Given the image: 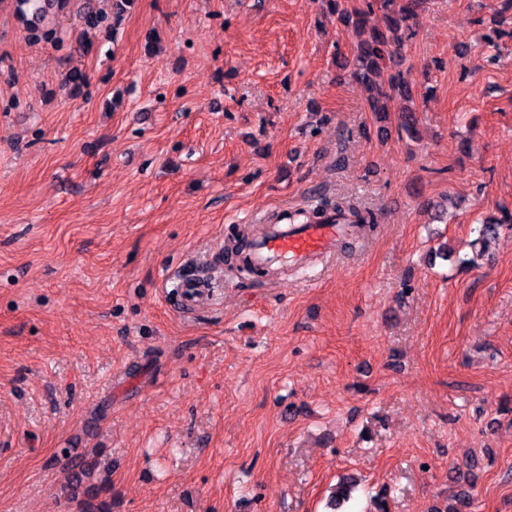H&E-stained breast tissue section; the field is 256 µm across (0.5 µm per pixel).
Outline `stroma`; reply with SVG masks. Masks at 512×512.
<instances>
[{
  "label": "stroma",
  "instance_id": "stroma-1",
  "mask_svg": "<svg viewBox=\"0 0 512 512\" xmlns=\"http://www.w3.org/2000/svg\"><path fill=\"white\" fill-rule=\"evenodd\" d=\"M0 0V512H512V0H423L371 107L368 0ZM91 10L115 29L84 34ZM85 73L80 96L62 84ZM346 197L377 224L287 279L200 273L270 217ZM181 283L182 293L180 297V306L186 310H194L199 308L206 298L200 294L199 276L185 275L179 279Z\"/></svg>",
  "mask_w": 512,
  "mask_h": 512
}]
</instances>
